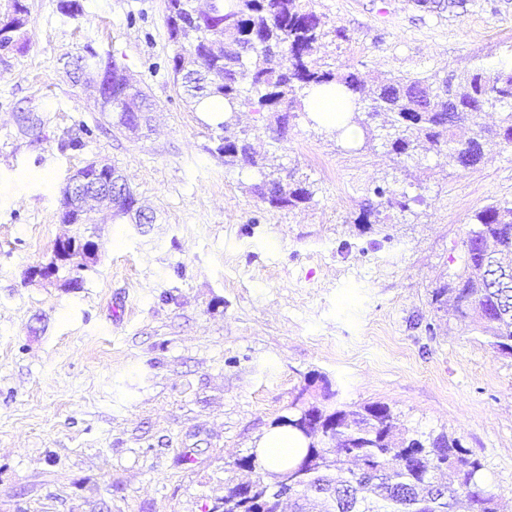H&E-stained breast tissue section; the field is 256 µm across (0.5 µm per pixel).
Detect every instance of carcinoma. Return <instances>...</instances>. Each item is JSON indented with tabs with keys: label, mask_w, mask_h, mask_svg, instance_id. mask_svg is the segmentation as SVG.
I'll use <instances>...</instances> for the list:
<instances>
[{
	"label": "carcinoma",
	"mask_w": 512,
	"mask_h": 512,
	"mask_svg": "<svg viewBox=\"0 0 512 512\" xmlns=\"http://www.w3.org/2000/svg\"><path fill=\"white\" fill-rule=\"evenodd\" d=\"M195 0H166L165 21L173 46L169 64L174 83L192 111L201 110L210 99L223 102L224 132L217 151L224 163L251 154L243 132L235 130L236 114L258 103L276 117V131L283 136L290 113L305 111L309 91L331 84L362 94L364 82L345 65L321 63L314 54L327 36L326 21L309 0H218L219 16L210 17L194 8ZM27 8L11 0L0 20L16 17L20 35ZM96 63L108 74L113 126L127 129L145 125L155 104L123 75L125 68L94 51L78 58L77 69ZM250 71L256 98L243 94L242 72ZM512 106V70L476 66L442 79L380 80L369 98L360 97L341 111L352 112L366 139H374L371 122L380 114L388 119L387 144L397 155H409L427 142L448 150V158L466 168L484 156L487 132L480 129L465 141L453 138L452 128L476 122L489 110ZM505 148H512V111L494 130ZM77 174L86 184L110 182L120 177L118 169L90 163ZM74 176L61 190L60 221L88 226L97 220L82 213L71 194ZM255 192L272 207L310 201L309 187L293 175L264 174ZM375 195L389 207L407 208L406 195L380 186ZM90 235L69 237L73 251L56 264L68 268L71 288L81 287L84 263L71 264L77 256L87 258ZM462 246V267L443 286L435 289L432 304L440 311L453 302L454 312L469 322L497 354L512 357V203H492L475 213ZM301 434L307 446L294 464L277 472L266 469L261 459H235L232 466L255 474L244 483L224 485V512H277L288 500L290 512H455L460 497L467 498L471 512H500L499 498L478 478L481 464L456 438L440 433L413 434L398 430L395 414L385 403L373 402L350 409H328L296 398L288 414L275 421Z\"/></svg>",
	"instance_id": "obj_1"
}]
</instances>
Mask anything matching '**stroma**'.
I'll return each instance as SVG.
<instances>
[{
	"mask_svg": "<svg viewBox=\"0 0 512 512\" xmlns=\"http://www.w3.org/2000/svg\"><path fill=\"white\" fill-rule=\"evenodd\" d=\"M22 2L24 38L0 56V512H202L248 477L225 462L299 396L385 403L398 426L459 438L511 506L512 357L431 298L461 267L475 211L512 202V148L488 142L465 169L444 150L333 137L301 113L280 139L246 106L256 158L312 192L273 207L251 191L257 166L225 163L219 129L175 86L164 0H80L75 18L62 0ZM314 7L347 34L319 56L365 81L512 68V0ZM89 48L157 104L151 132L113 127L73 83ZM29 112L41 133L21 131ZM91 161L119 167L155 223L96 224L80 289L63 271L29 278L70 232L60 190ZM379 184L408 209L379 206Z\"/></svg>",
	"mask_w": 512,
	"mask_h": 512,
	"instance_id": "stroma-1",
	"label": "stroma"
}]
</instances>
